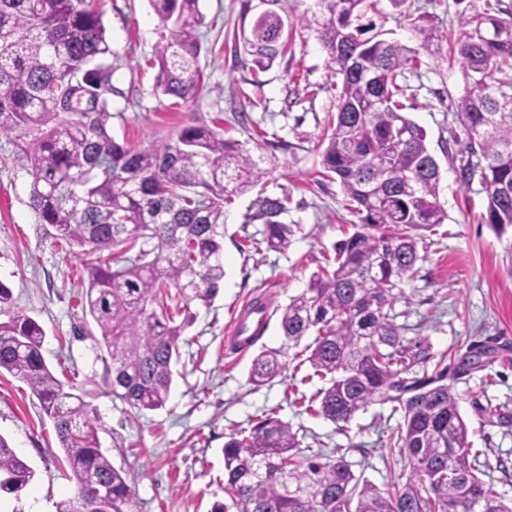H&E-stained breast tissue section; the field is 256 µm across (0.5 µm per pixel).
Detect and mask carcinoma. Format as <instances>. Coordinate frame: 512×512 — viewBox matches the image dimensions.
Returning <instances> with one entry per match:
<instances>
[{
  "label": "carcinoma",
  "mask_w": 512,
  "mask_h": 512,
  "mask_svg": "<svg viewBox=\"0 0 512 512\" xmlns=\"http://www.w3.org/2000/svg\"><path fill=\"white\" fill-rule=\"evenodd\" d=\"M162 33L156 90L187 103L204 89L199 67L200 0H150ZM241 29L244 53L260 70L286 52L280 21L288 0ZM305 20L340 78L336 116L325 135L324 175L339 183L358 217L334 244L333 265L279 309L283 343L261 347L248 381L262 386L287 360L327 381L305 411L348 424L377 401L402 422L388 443L408 461L406 481L382 490L356 475L346 448L305 455L274 408L224 443V498L210 512H512L479 461L459 400L448 385V353L407 339L395 323L396 290L410 280L424 232L447 219L438 201L440 169L426 132L405 115V71L439 52L431 21L412 27L417 46L365 37L370 0H317ZM490 0L459 22L448 55L459 57L464 92L457 117L477 161L462 165L485 196L481 222L512 225V13ZM110 53L93 0H0V133L16 134L29 163L40 223L97 255L79 303L100 331L112 395L137 412L163 408L191 308L224 282V203L253 187L271 160L206 125L182 127L161 144L133 147L109 131L104 60ZM288 196L264 197L244 223L264 224L266 250L284 253L294 231L279 221ZM0 282V373L25 381L53 421L70 478L98 493L56 503V512H138L126 472L103 451L97 412L48 367L42 326L4 309ZM314 339L288 355L304 337ZM34 471L0 436V496L16 495Z\"/></svg>",
  "instance_id": "1"
}]
</instances>
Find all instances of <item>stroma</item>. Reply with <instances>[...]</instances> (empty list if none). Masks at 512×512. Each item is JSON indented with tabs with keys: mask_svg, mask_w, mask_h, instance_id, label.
<instances>
[{
	"mask_svg": "<svg viewBox=\"0 0 512 512\" xmlns=\"http://www.w3.org/2000/svg\"><path fill=\"white\" fill-rule=\"evenodd\" d=\"M315 0H290L288 49L267 71L255 70L239 49V0H201L199 65L205 89L177 103L154 89L150 65L159 22L148 0H96L103 14L110 54L107 79L113 137L145 147L159 144L188 124L219 121L226 136L246 142L254 154L275 155L272 173L224 207V283L207 306H194L195 320L180 347L172 391L165 407L136 412L114 398L106 384L99 331L78 303L91 257L46 234L32 207V178L13 136H0V282L12 306L43 327V355L54 373L73 376L78 394L100 413L99 436L115 467L124 469L141 512H209L224 496L222 449L230 434L277 408L300 440L304 454L347 449L355 474L379 488L405 481L409 466L398 459L383 431L400 415L377 403L344 427L289 405L287 389L312 395L320 379L304 381L286 369L272 382L248 381L252 355L226 356L224 336L243 302L265 300L270 308L304 292L312 275L351 232L348 200L338 183L322 174L321 140L336 113L334 72L316 33L303 23ZM483 0H378L368 17L385 39L414 45L411 21L428 15L441 36ZM408 115L427 132L428 148L440 166L438 200L448 218L425 239V258L403 285L394 311L408 338L427 339L433 351L456 363L476 341L496 340L498 358L452 378L453 391L475 448L501 459L493 471L495 490L512 499V227L496 231L482 223L484 195L478 182L460 176L470 156L456 119L464 90L459 63L447 57L422 59L406 80ZM288 196L283 223L296 230L288 251H255L261 222L245 224L258 198ZM0 435L34 469L20 498L0 499V512H54L74 497L52 422L23 381L0 375Z\"/></svg>",
	"mask_w": 512,
	"mask_h": 512,
	"instance_id": "stroma-1",
	"label": "stroma"
}]
</instances>
